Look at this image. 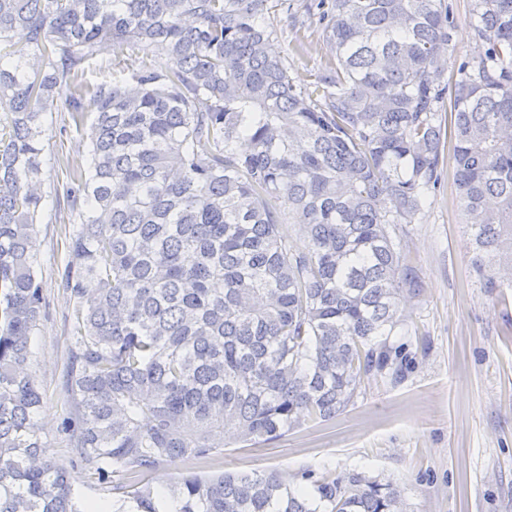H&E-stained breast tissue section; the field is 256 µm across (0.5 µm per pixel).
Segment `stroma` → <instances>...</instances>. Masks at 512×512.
<instances>
[{
	"mask_svg": "<svg viewBox=\"0 0 512 512\" xmlns=\"http://www.w3.org/2000/svg\"><path fill=\"white\" fill-rule=\"evenodd\" d=\"M269 22L272 51L296 84L306 85L311 70L329 58L328 46L314 28H292L277 15ZM91 131L88 124L75 126L60 105L47 111V211L36 239L46 309L31 338L29 364L43 395L42 439L70 472L80 512L112 498L91 479L75 432L64 427L75 415L65 388L74 300L60 285L68 256L53 207L60 169L86 164ZM454 170L452 154H445L440 190L401 234L422 285L407 304V327L389 338L410 358L403 377L364 381L333 421L256 448L229 443L213 472L275 470L293 479L306 470H355L398 485L407 512H512V276L490 290L474 272Z\"/></svg>",
	"mask_w": 512,
	"mask_h": 512,
	"instance_id": "stroma-1",
	"label": "stroma"
}]
</instances>
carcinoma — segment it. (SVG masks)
I'll list each match as a JSON object with an SVG mask.
<instances>
[{
  "mask_svg": "<svg viewBox=\"0 0 512 512\" xmlns=\"http://www.w3.org/2000/svg\"><path fill=\"white\" fill-rule=\"evenodd\" d=\"M274 8L290 4L0 0V512H77L27 371L58 99L77 126L95 114L87 166L62 183L66 428L118 494L113 512H404L399 486L358 472H305L299 491L276 472L203 468L228 440L328 422L363 378L401 373L388 336L421 284L395 229L441 187L447 111L474 269L485 288L512 271V0H472L479 53L445 83L447 0H307L331 52L311 90L267 50ZM105 40L112 82L91 87L84 64ZM132 49L148 62L128 68ZM167 461L184 473L160 490Z\"/></svg>",
  "mask_w": 512,
  "mask_h": 512,
  "instance_id": "1",
  "label": "carcinoma"
}]
</instances>
